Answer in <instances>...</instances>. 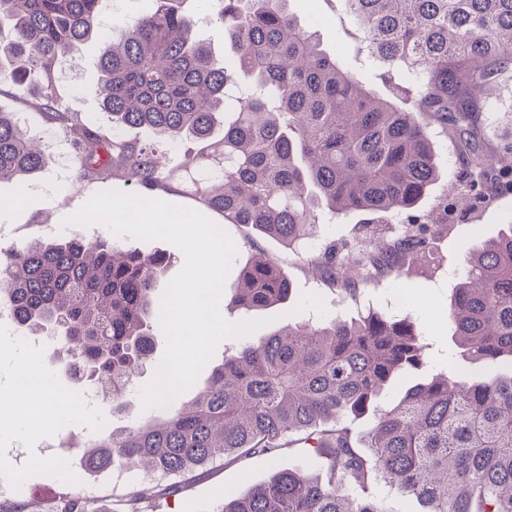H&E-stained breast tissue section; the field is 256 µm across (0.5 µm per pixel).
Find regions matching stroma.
Segmentation results:
<instances>
[{
	"label": "stroma",
	"instance_id": "1",
	"mask_svg": "<svg viewBox=\"0 0 512 512\" xmlns=\"http://www.w3.org/2000/svg\"><path fill=\"white\" fill-rule=\"evenodd\" d=\"M292 9L300 19L317 18L320 43L323 49L334 53L338 63L359 74L378 94L387 89L381 79L382 69L376 60L360 50L359 33L345 13L341 0H292ZM100 41L93 40L76 51L67 67L73 73L81 93L72 101L75 110L87 115L98 124H105L92 88L97 80V62ZM0 111L18 113L21 125L31 134L41 137L45 148L51 149L58 139L54 128L39 112L10 93H0ZM482 130L488 145L512 141V84L502 87L482 109ZM430 133L441 154V178L420 201L417 211L429 214L435 211L450 183L461 180L462 165L454 141L438 126ZM70 155L52 153L48 170L33 178L31 195L23 211L8 224L0 223V247L42 236L43 225H53L57 235L92 238H111V231L103 224L79 225L71 223V216L93 195L109 191L132 192L133 186L124 182L77 183L71 176ZM212 223L220 225L236 245V254L224 282L219 309L225 320L234 323L240 312L234 304L235 289L242 266L255 254L264 252L279 258L288 272L294 288L293 301L258 311L265 325L247 340L259 343L270 333L285 325L289 317L317 321L326 316L355 315L365 306L398 317H409L422 335V342L431 366L437 370L455 367L473 379L483 378V370L474 364L452 362L454 349L452 328L445 316L449 299L460 278L456 271L463 264L465 251L495 238L505 225L512 224V193H505L492 202L481 205L473 213L450 220L438 246L435 261L409 269L407 273L385 274L361 284L356 295L329 289L328 285L313 278L305 266L304 255L285 250L276 240L254 235L247 227L222 221L211 215ZM362 215L353 214L324 220L317 227L315 242L318 246H333L337 251L358 247L363 232ZM8 339L0 342V362H10L19 353H26L35 370H47L51 395H63L65 403L77 407L76 421L63 424L47 423L45 436L35 435L31 410L13 415L11 422L0 426V444L23 441L20 453L22 464L17 469L0 473V488L5 500L15 507L40 503L42 512H50L57 495L63 491L82 492L86 475L79 466L62 470L55 463L28 464L27 459L48 449L58 436L67 434L75 440H84L87 434H99L116 427L141 426L161 420L163 408L145 405L141 392L149 385L152 373H144L134 380L124 397V408L113 414L105 405L84 406L79 398L81 385L63 372L51 367L46 353L47 339L43 336H25L17 329L7 332ZM303 468L319 476L323 469L319 459L305 448H285L277 460L254 456L231 464L217 463L195 472L192 477L162 473L144 477L142 470H130L126 481L99 484L89 504L93 512H131L133 495L140 494L155 512H218L221 492H246L251 486L267 481L275 468Z\"/></svg>",
	"mask_w": 512,
	"mask_h": 512
}]
</instances>
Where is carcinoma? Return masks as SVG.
<instances>
[{
  "instance_id": "cac0c4a2",
  "label": "carcinoma",
  "mask_w": 512,
  "mask_h": 512,
  "mask_svg": "<svg viewBox=\"0 0 512 512\" xmlns=\"http://www.w3.org/2000/svg\"><path fill=\"white\" fill-rule=\"evenodd\" d=\"M105 0H0V87L36 105L72 148L77 182L137 177L148 200L173 185L198 204L285 249L306 248L331 287L354 293L363 269L428 260L432 227L512 192V141L484 146L480 98L512 79V0H342L391 95L378 97L320 48L291 0H211L231 59L196 30V0H151L104 40L93 92L101 127L71 107L62 80L77 46L100 34ZM244 78L252 93L230 102ZM456 139L466 178L431 217L409 215L389 240L342 256L311 249L319 211L335 216L413 209L439 176L428 134ZM202 143L194 154L181 141ZM49 159L10 112H0V182L24 191ZM467 275L448 305L457 357L483 365L482 381L452 372L374 409L389 386L425 365L407 320L375 311L317 323L288 322L264 341L225 351L195 397L178 395L156 423L88 440L81 467L138 462L185 475L295 444L322 457L326 480L281 469L220 512H388L382 485L419 512H512V224L466 252ZM170 258L110 240L34 239L0 249V306L29 335L51 339L49 358L110 396V412L149 362L160 327L161 273ZM292 285L265 255L242 271L245 313L289 301ZM365 435L356 422L370 410ZM53 512H88L78 494Z\"/></svg>"
}]
</instances>
